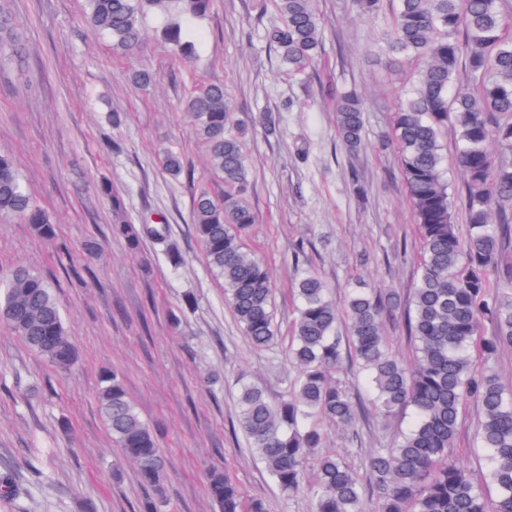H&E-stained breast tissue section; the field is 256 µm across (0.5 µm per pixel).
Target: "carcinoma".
<instances>
[{"label": "carcinoma", "mask_w": 512, "mask_h": 512, "mask_svg": "<svg viewBox=\"0 0 512 512\" xmlns=\"http://www.w3.org/2000/svg\"><path fill=\"white\" fill-rule=\"evenodd\" d=\"M213 0H86L87 25L111 41L112 51L131 55L143 37L142 19L151 8H175L179 20L165 25L162 37L189 62L195 43L186 26L204 19ZM504 0H397L380 47L382 55L423 60L407 99L395 113L391 143L420 235L413 287L407 299L383 296L355 281L339 308L320 275L302 268L296 282L295 318L286 353L298 369L288 396L271 402L264 390L240 382L237 424L249 448L263 462L280 490L292 497L307 489L315 512H366V490L376 495V512H512V390L475 358L487 359L512 347V293L493 280L512 284V264L503 254L512 247V162L495 158L491 145L512 150V10ZM279 20L266 28L267 44L277 48L289 73L304 75L322 46L324 23L313 0H274ZM23 43L21 24L0 0V47ZM465 70L470 88L458 87ZM186 112L207 146L210 170L224 181V197L195 194L193 232L209 271L223 282L247 341L266 350L278 344L274 288L268 270L245 245L256 218L246 193L249 169L244 129L235 127L224 86L202 84L186 101ZM342 144L362 145L363 109L358 96L336 99ZM453 133L464 176L468 231L455 224L442 140ZM162 166L183 171L177 152L165 148ZM112 232L137 250L143 238L166 242L162 228L132 226L122 196L106 190ZM0 217H17L44 240L55 225L21 182L11 159L0 155ZM404 309L403 329L413 358L405 361L386 336V317ZM346 314L349 334L337 325ZM493 327L490 336L482 327ZM0 325L60 372L78 362L62 313L45 280L23 266L0 271ZM348 346L362 374L372 408L385 418L411 410L407 430L391 444L373 448L364 484L341 457L319 452L322 423L349 428L357 404L336 378ZM100 410L112 442L131 462L141 485L151 491L147 512L164 503L166 469L156 430L129 399L114 371L100 374ZM478 404L486 477L479 479L451 455L462 407ZM208 490L219 512H266L258 498L247 499L224 474L209 475ZM25 494L12 475L0 476V497Z\"/></svg>", "instance_id": "1"}]
</instances>
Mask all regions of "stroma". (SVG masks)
<instances>
[{
  "instance_id": "1",
  "label": "stroma",
  "mask_w": 512,
  "mask_h": 512,
  "mask_svg": "<svg viewBox=\"0 0 512 512\" xmlns=\"http://www.w3.org/2000/svg\"><path fill=\"white\" fill-rule=\"evenodd\" d=\"M25 25L21 52L0 51V154L10 155L37 201L49 212L58 242L87 263L67 276L55 244L29 225L0 220V270L18 265L48 282L79 353L68 374L58 372L0 326V472L11 471L27 493L0 512H140L147 491L114 447L101 418V371L121 374L142 417L157 428L167 464L162 512H218L206 484L218 470L267 512H313V498L283 496L264 465L236 432L240 377L271 397L296 376L282 348L261 351L244 339L207 270L191 229L192 198L219 195L224 183L207 167V151L185 110L198 83L223 85L236 122L246 128L250 162L248 203L256 214L245 242L269 270L276 319L294 317V251L322 277L337 303L349 279L369 288L408 294L419 251L416 219L399 157L381 150L419 61L388 62L373 45L395 0L361 13L353 0H314L325 24L323 45L308 76L292 77L263 34L277 19L272 0H213L210 14L188 34L192 62L179 60L159 37L170 16L150 12L135 63L112 51L88 28L85 0H10ZM155 81L139 87L131 65ZM353 90L364 102L363 146L350 154L339 142L335 104L324 87ZM123 115L113 128L110 113ZM275 120L268 134L263 118ZM114 138L121 149L107 151ZM179 151L191 174L166 172L163 148ZM123 195L134 223L163 224L184 258L173 267L154 240L130 250L112 233V209L99 185ZM99 244L86 258L87 242ZM482 418L468 402L454 460L480 474L473 439ZM405 415L382 421L370 407L354 427L324 422V449L344 456L367 477L370 449L405 429ZM39 459L43 478L27 463Z\"/></svg>"
}]
</instances>
